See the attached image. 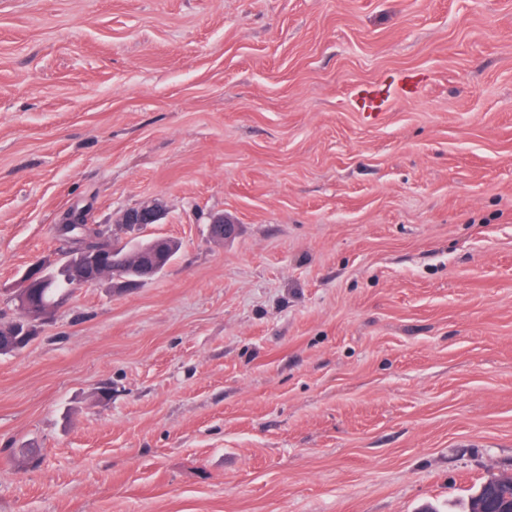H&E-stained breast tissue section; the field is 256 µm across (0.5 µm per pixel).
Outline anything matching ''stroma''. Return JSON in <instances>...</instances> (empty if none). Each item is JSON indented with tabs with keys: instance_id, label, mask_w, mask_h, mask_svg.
Instances as JSON below:
<instances>
[{
	"instance_id": "obj_1",
	"label": "stroma",
	"mask_w": 512,
	"mask_h": 512,
	"mask_svg": "<svg viewBox=\"0 0 512 512\" xmlns=\"http://www.w3.org/2000/svg\"><path fill=\"white\" fill-rule=\"evenodd\" d=\"M154 200L173 261L0 355V512H466L512 474V0H0V318L69 209L125 243ZM163 215V207L158 202H151L126 210L121 218V224H158Z\"/></svg>"
}]
</instances>
